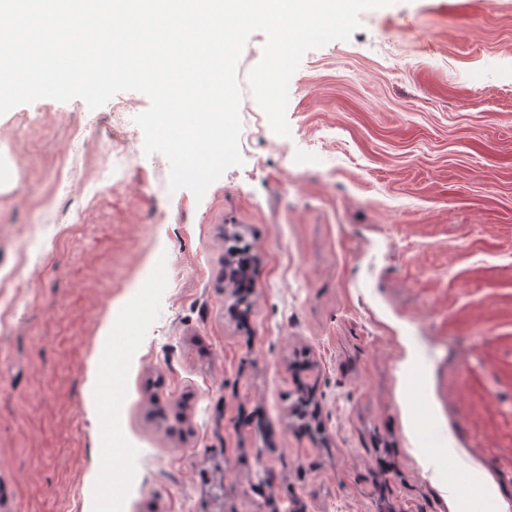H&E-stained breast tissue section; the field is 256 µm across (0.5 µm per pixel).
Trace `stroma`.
Wrapping results in <instances>:
<instances>
[{
    "label": "stroma",
    "mask_w": 512,
    "mask_h": 512,
    "mask_svg": "<svg viewBox=\"0 0 512 512\" xmlns=\"http://www.w3.org/2000/svg\"><path fill=\"white\" fill-rule=\"evenodd\" d=\"M360 22L303 56L289 136L243 90L244 164L200 199L145 154L143 93L0 115V512H101L118 478V512H450L465 468L512 503V0ZM111 325L107 468L85 385Z\"/></svg>",
    "instance_id": "stroma-1"
}]
</instances>
